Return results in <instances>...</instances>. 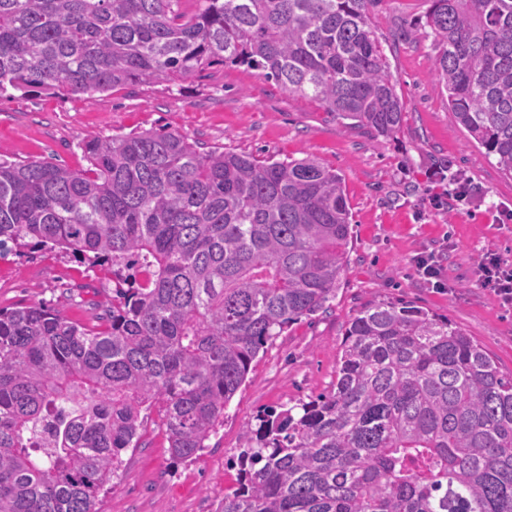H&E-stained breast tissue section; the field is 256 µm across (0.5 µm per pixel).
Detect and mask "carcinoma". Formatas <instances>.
<instances>
[{
	"label": "carcinoma",
	"instance_id": "obj_1",
	"mask_svg": "<svg viewBox=\"0 0 512 512\" xmlns=\"http://www.w3.org/2000/svg\"><path fill=\"white\" fill-rule=\"evenodd\" d=\"M0 0V96L93 97L216 63L391 137L403 103L373 0ZM436 79L512 174V0H430ZM89 167L0 162V255L112 269L97 324L0 309V512H97L158 409L196 460L260 351L336 296L342 176L312 158L202 151L150 130L82 144ZM243 427L219 512H512V375L448 319L388 300L349 324L333 391Z\"/></svg>",
	"mask_w": 512,
	"mask_h": 512
}]
</instances>
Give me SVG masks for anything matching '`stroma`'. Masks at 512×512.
Masks as SVG:
<instances>
[{"label": "stroma", "instance_id": "1", "mask_svg": "<svg viewBox=\"0 0 512 512\" xmlns=\"http://www.w3.org/2000/svg\"><path fill=\"white\" fill-rule=\"evenodd\" d=\"M429 6V0H374L368 10L403 100V124L390 138L373 137L320 102L266 80L262 71L237 66H218L176 86L136 83L90 99L0 98V159L12 162L53 157L81 169L85 140L151 129L204 148L281 160L311 156L344 179L353 239L327 312L302 318L267 345L197 461L173 463L159 415L150 413L142 447L123 453L98 512H216L237 486L230 461L245 446L244 425L264 410L329 393L346 327L371 300L411 302L447 317L503 373H512V304L481 287L476 273L487 252L512 264V223L492 221L495 208H512V177L470 141L448 108L434 75V36L419 25ZM450 171L464 174L478 192L462 203L436 205L449 189L443 176ZM430 251L442 265L445 288L429 286L415 272L414 256ZM37 302L93 324L112 303V273L54 251L25 248L1 256L0 308Z\"/></svg>", "mask_w": 512, "mask_h": 512}]
</instances>
